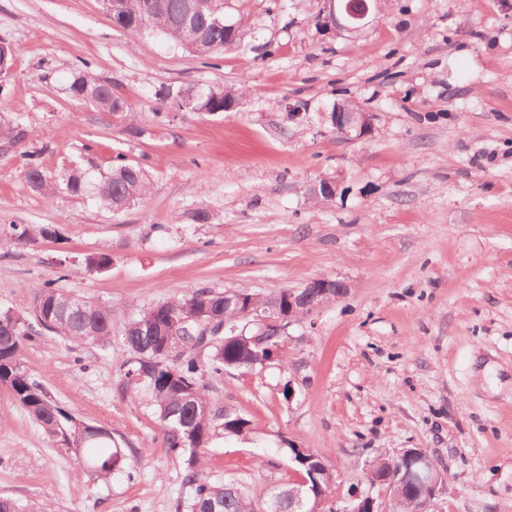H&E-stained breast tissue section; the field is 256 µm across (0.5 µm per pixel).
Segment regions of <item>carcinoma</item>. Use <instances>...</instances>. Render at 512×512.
I'll list each match as a JSON object with an SVG mask.
<instances>
[{
    "label": "carcinoma",
    "instance_id": "cac0c4a2",
    "mask_svg": "<svg viewBox=\"0 0 512 512\" xmlns=\"http://www.w3.org/2000/svg\"><path fill=\"white\" fill-rule=\"evenodd\" d=\"M109 16L126 29L122 21L135 27L139 34L160 33L168 40L189 49L205 67L216 66L218 54L237 43L239 29L227 23L212 0H198L192 21L185 23L187 0H104ZM92 63L82 61V68L69 86L72 96L89 99L102 112H122L127 103L112 89V83L95 77ZM242 92L222 86L212 87L204 95L188 93L181 97L182 107L190 112L222 114L238 103ZM29 137L24 121L16 117L0 123V150L6 154L19 149ZM25 169L30 187L53 202L60 185L73 196L93 189L100 206L114 213L136 204L150 194L151 186L142 169L116 156L109 176L98 182L89 179V171L76 168L63 181L48 176L33 151L17 154ZM61 233L56 228H37L29 224H11L7 236L17 243L34 235ZM256 290L242 288L226 296L209 288H198L177 298L145 308L128 319L123 326L124 345L133 353L126 363L124 382L128 386L145 385L159 426L164 432L165 447L182 456L185 464L184 495L178 503L180 512H255L258 504L238 485L211 480L203 475L201 451L218 435L244 438L250 422L232 409L216 411L206 395L202 378L206 374L255 370L280 356L284 333L288 326V289L262 293L256 303ZM32 314L43 329L72 342L107 344L112 339L114 315L104 305L68 294L47 279L34 296ZM214 320L224 326L223 333L208 346V362H200L191 337L200 335L196 320ZM32 326L24 315H0V384L7 387L16 403L43 429L69 448L89 449L88 460L93 472L102 479L114 471L130 466L129 455L112 438L82 441V430L88 423L76 419L33 377L22 358L23 340ZM309 463L295 468L309 480L306 497L317 500L332 494L335 473L323 459L311 452ZM402 462L396 458L380 460L375 475L397 480ZM293 485L269 488L264 500L279 503V512H292ZM394 512L422 509V498L409 483L400 485L398 497L391 503Z\"/></svg>",
    "mask_w": 512,
    "mask_h": 512
}]
</instances>
